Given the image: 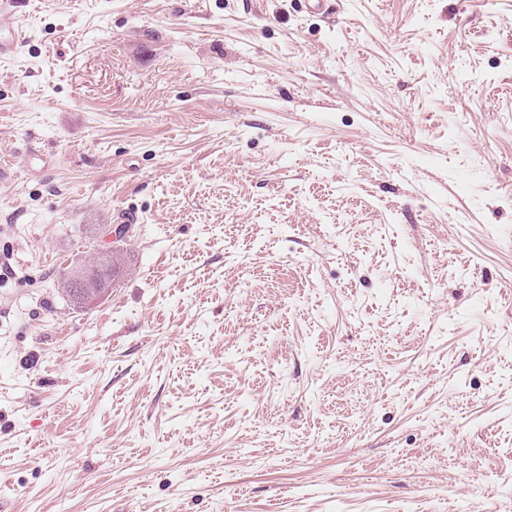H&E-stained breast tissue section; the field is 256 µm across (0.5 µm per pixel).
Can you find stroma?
I'll return each instance as SVG.
<instances>
[{"mask_svg": "<svg viewBox=\"0 0 512 512\" xmlns=\"http://www.w3.org/2000/svg\"><path fill=\"white\" fill-rule=\"evenodd\" d=\"M23 11L0 512H512V0ZM111 251L112 249L109 248L101 252L107 254ZM101 252H97L88 263L94 265L104 263L107 258ZM117 257L118 254H112L111 252L113 267ZM94 265L85 269L84 267H80L77 275L73 277V281L68 284V288H70L74 294L81 298L83 302L89 304L98 300L103 295L106 285L108 290H110V288L112 289V273L108 274L107 284L106 272Z\"/></svg>", "mask_w": 512, "mask_h": 512, "instance_id": "1", "label": "stroma"}]
</instances>
